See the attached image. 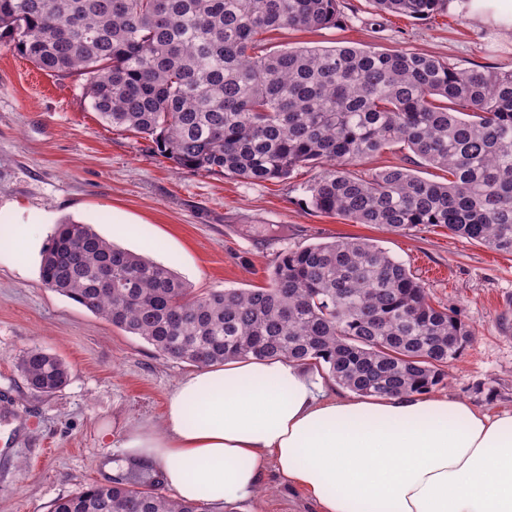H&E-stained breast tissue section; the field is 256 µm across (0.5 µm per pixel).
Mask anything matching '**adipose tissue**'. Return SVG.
I'll list each match as a JSON object with an SVG mask.
<instances>
[{
    "label": "adipose tissue",
    "instance_id": "ef3b65f1",
    "mask_svg": "<svg viewBox=\"0 0 512 512\" xmlns=\"http://www.w3.org/2000/svg\"><path fill=\"white\" fill-rule=\"evenodd\" d=\"M459 8L512 34V0ZM123 446L126 467L189 501L253 498L271 464L318 512H512V412L427 392L345 398L288 360L198 369L161 424L128 431Z\"/></svg>",
    "mask_w": 512,
    "mask_h": 512
}]
</instances>
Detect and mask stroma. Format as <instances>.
I'll use <instances>...</instances> for the list:
<instances>
[{
  "label": "stroma",
  "mask_w": 512,
  "mask_h": 512,
  "mask_svg": "<svg viewBox=\"0 0 512 512\" xmlns=\"http://www.w3.org/2000/svg\"><path fill=\"white\" fill-rule=\"evenodd\" d=\"M339 11L336 25L272 31L261 47L370 46L433 54L464 70L512 69V36L472 23L456 5L424 19L378 12L371 0H340ZM393 164L444 178L402 141L363 168ZM318 173L303 166L253 182L179 169L152 141L103 122L81 81L42 71L0 41V512H50L61 496L110 483L104 462L121 469L124 435L161 422L170 392L193 370L45 288L42 251L68 218L148 253L201 292L266 286L282 254L311 243L375 240L473 332L435 394L512 411V255L440 226L394 233L317 213L307 186ZM28 224L41 228L30 244L17 237ZM33 347L70 368L52 396L32 390L18 369ZM234 512L316 507L271 467L258 495Z\"/></svg>",
  "instance_id": "stroma-1"
}]
</instances>
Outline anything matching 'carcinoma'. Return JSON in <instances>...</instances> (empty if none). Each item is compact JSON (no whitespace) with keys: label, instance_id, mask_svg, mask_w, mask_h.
Segmentation results:
<instances>
[{"label":"carcinoma","instance_id":"1","mask_svg":"<svg viewBox=\"0 0 512 512\" xmlns=\"http://www.w3.org/2000/svg\"><path fill=\"white\" fill-rule=\"evenodd\" d=\"M427 17L448 0H371ZM339 0H0V35L43 71L85 77L93 109L140 134L179 168L255 182L321 166L319 213L389 231L440 225L512 254V69L462 71L419 52L364 48L251 50L259 36L336 23ZM402 140L425 165L351 171ZM112 263L113 288L99 287ZM43 284L196 367L288 359L374 396L442 384L472 339L454 308L366 238L283 254L260 288L196 292L170 268L65 221L45 248ZM19 367L50 396L67 364L41 348ZM52 512H210L155 485H88Z\"/></svg>","mask_w":512,"mask_h":512}]
</instances>
